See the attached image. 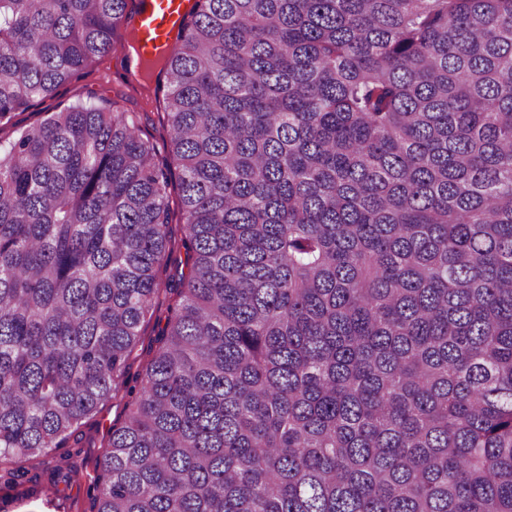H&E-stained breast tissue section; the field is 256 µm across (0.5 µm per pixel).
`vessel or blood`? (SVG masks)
Segmentation results:
<instances>
[{
	"label": "vessel or blood",
	"instance_id": "obj_1",
	"mask_svg": "<svg viewBox=\"0 0 512 512\" xmlns=\"http://www.w3.org/2000/svg\"><path fill=\"white\" fill-rule=\"evenodd\" d=\"M193 0H140L137 18L140 54L154 57L169 48L168 33L177 29Z\"/></svg>",
	"mask_w": 512,
	"mask_h": 512
}]
</instances>
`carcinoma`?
Returning <instances> with one entry per match:
<instances>
[{"instance_id":"obj_1","label":"carcinoma","mask_w":512,"mask_h":512,"mask_svg":"<svg viewBox=\"0 0 512 512\" xmlns=\"http://www.w3.org/2000/svg\"><path fill=\"white\" fill-rule=\"evenodd\" d=\"M132 18L0 0V120ZM162 73L168 162L114 104L0 143V478L163 285L96 512H512V0H196ZM164 286H161L159 293L154 299V316L145 323L142 329L140 344L129 360L127 376L129 378L128 386L134 385V380L144 370L147 361L152 356L154 350L157 349V335L161 326L168 315L169 308L175 303V295L166 292Z\"/></svg>"}]
</instances>
